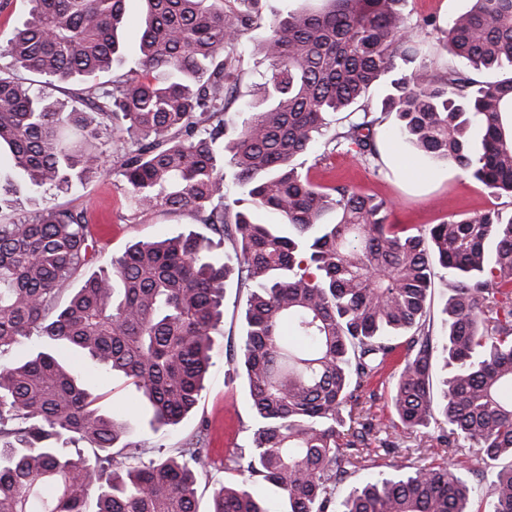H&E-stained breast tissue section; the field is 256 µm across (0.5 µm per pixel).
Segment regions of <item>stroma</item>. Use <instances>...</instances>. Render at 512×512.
I'll use <instances>...</instances> for the list:
<instances>
[{"label": "stroma", "instance_id": "35a3bbf8", "mask_svg": "<svg viewBox=\"0 0 512 512\" xmlns=\"http://www.w3.org/2000/svg\"><path fill=\"white\" fill-rule=\"evenodd\" d=\"M30 8V0H0V72L17 73L26 85L42 91L50 99L89 109L95 91L109 87L113 78L126 74L128 60L138 49L141 9L138 0H130L126 13L122 58L89 84L50 82L39 74L16 70L6 52L7 41L26 22ZM379 150L380 162L373 165L340 152L324 154L323 145L318 142L305 160L314 183H344L360 193L380 197L391 208L390 223L405 224L420 232L457 215L475 216L488 209L512 211L511 197L491 194L481 183L454 167H424L410 158L408 149L391 136L381 135ZM50 209H77L87 213L96 241L97 262L101 265L108 264L137 242L172 237L193 228L191 218L183 214H155L131 220L128 197L119 177L112 173L89 179L69 191L35 194L19 189L13 208L0 212V224ZM245 310V293L232 286L226 288L223 322L213 341L205 388L195 410L165 431L152 429L149 409L142 403L140 393L128 386L122 375L101 376L84 367L81 358L73 360L74 365L81 367L89 385L101 394L102 411L121 415L126 420L125 455L144 462L175 455L198 428H205L212 466L198 477L199 512H209L213 490L219 483L245 479L244 474L224 467L228 457L248 445L254 428L252 402L238 364L244 342ZM398 370V364H391L369 386L376 395L371 413L380 431L372 436L368 450L363 451L355 473L338 484V495H346L353 485L369 481L394 462L420 467L444 458L469 476L499 470V463L487 460L479 449L464 446L447 451L437 447L436 429L412 433L396 425L391 394ZM389 442L394 444V451H386Z\"/></svg>", "mask_w": 512, "mask_h": 512}]
</instances>
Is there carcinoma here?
I'll list each match as a JSON object with an SVG mask.
<instances>
[{
  "instance_id": "obj_1",
  "label": "carcinoma",
  "mask_w": 512,
  "mask_h": 512,
  "mask_svg": "<svg viewBox=\"0 0 512 512\" xmlns=\"http://www.w3.org/2000/svg\"><path fill=\"white\" fill-rule=\"evenodd\" d=\"M139 52L96 106L121 144L118 174L131 217L188 214L224 240V259L190 232L139 242L69 291L96 257L85 212L61 209L0 224V512H198L196 475L209 466L194 435L177 457L116 462L125 422L66 363L73 351L100 374H122L147 400L156 429L196 406L213 336L233 280L247 293L241 353L254 410L248 448L224 468L276 489L280 508L246 483L214 489L210 512H472L482 479L448 463L395 467L338 500L374 425L363 392L397 354L391 397L402 428L432 423L437 440L468 439L496 461L512 458V212L435 224L425 234L389 223L384 200L347 185L313 183L301 158L325 143L379 157L370 95L383 90L393 135L512 197V0H471L448 20L406 21L403 0H313L267 21L253 0H141ZM9 38L20 68L89 82L121 56L127 0H31ZM440 33L461 65L421 59V35ZM267 69L260 103L237 105L245 56ZM482 130L480 149L470 129ZM91 114L47 101L0 75V150L34 191L68 190L110 172ZM16 192L0 178V211ZM275 215L257 224L234 195ZM448 281L440 334L426 324L435 277ZM70 293L64 308L60 295ZM32 343L22 360H10ZM449 375L430 395L433 359ZM351 426H346V423ZM86 440L94 458L69 444ZM488 512H512V466L496 472ZM95 509L89 510L91 499Z\"/></svg>"
}]
</instances>
